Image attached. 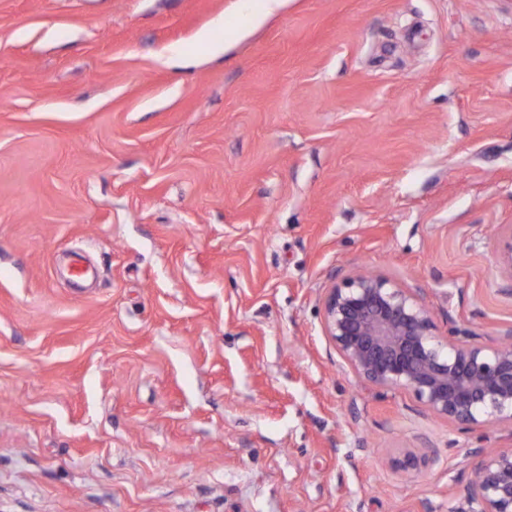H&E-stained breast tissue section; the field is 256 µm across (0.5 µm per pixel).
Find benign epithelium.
I'll use <instances>...</instances> for the list:
<instances>
[{
    "mask_svg": "<svg viewBox=\"0 0 512 512\" xmlns=\"http://www.w3.org/2000/svg\"><path fill=\"white\" fill-rule=\"evenodd\" d=\"M323 328L360 377L409 392L429 413L465 428L512 424V325L494 344L467 330L438 333L416 288L356 274L327 290ZM451 512H512V448H482Z\"/></svg>",
    "mask_w": 512,
    "mask_h": 512,
    "instance_id": "obj_1",
    "label": "benign epithelium"
}]
</instances>
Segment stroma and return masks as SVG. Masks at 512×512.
Here are the masks:
<instances>
[{
  "label": "stroma",
  "mask_w": 512,
  "mask_h": 512,
  "mask_svg": "<svg viewBox=\"0 0 512 512\" xmlns=\"http://www.w3.org/2000/svg\"><path fill=\"white\" fill-rule=\"evenodd\" d=\"M511 228L512 0H0V512H448L512 424L359 377L322 302L495 343Z\"/></svg>",
  "instance_id": "35a3bbf8"
}]
</instances>
